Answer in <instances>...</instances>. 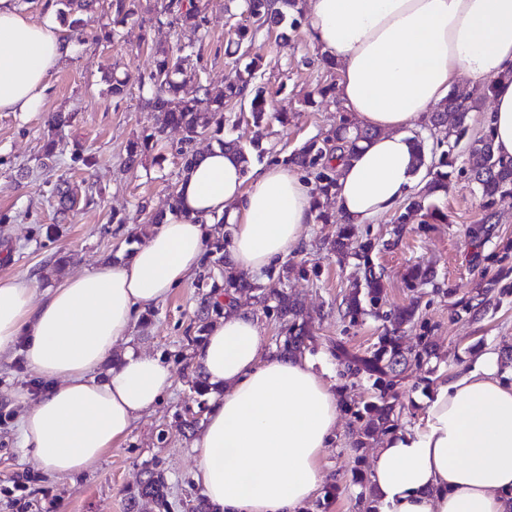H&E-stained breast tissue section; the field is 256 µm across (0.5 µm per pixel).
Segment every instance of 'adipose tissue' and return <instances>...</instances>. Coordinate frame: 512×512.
Returning <instances> with one entry per match:
<instances>
[{
  "instance_id": "obj_1",
  "label": "adipose tissue",
  "mask_w": 512,
  "mask_h": 512,
  "mask_svg": "<svg viewBox=\"0 0 512 512\" xmlns=\"http://www.w3.org/2000/svg\"><path fill=\"white\" fill-rule=\"evenodd\" d=\"M304 19L340 70L345 111L379 131L338 166L347 223L390 211L422 180L411 131L461 84L488 88V132L512 157V0H306ZM73 51L54 16L36 23L18 0H0V112L40 111ZM176 193L179 216L129 255L43 292L23 276L0 279V359L22 355L44 383L37 397L11 394L22 408L18 446L52 475L94 469L172 387L157 356L107 361L140 315L203 265L213 216L232 227L234 268L254 274L287 259L317 215L296 170L274 164L249 181L217 146ZM263 333L258 318L233 312L194 351L210 408L193 480L212 512H303L324 484L338 391L308 361L265 357ZM369 479L379 512H512V367L488 349L439 381L419 421L373 452Z\"/></svg>"
}]
</instances>
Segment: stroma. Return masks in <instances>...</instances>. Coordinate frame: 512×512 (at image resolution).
<instances>
[{
	"label": "stroma",
	"mask_w": 512,
	"mask_h": 512,
	"mask_svg": "<svg viewBox=\"0 0 512 512\" xmlns=\"http://www.w3.org/2000/svg\"><path fill=\"white\" fill-rule=\"evenodd\" d=\"M148 23L112 24L111 0H97L83 15L85 40L74 55L50 78L51 89L40 111L28 114L0 112V278L25 275L39 290L55 287L64 274L91 268L140 245L150 233V213L163 210L178 180L182 134L168 131L161 162L145 159L138 168L123 166L127 144L152 131L155 117L142 111L147 89L130 83L127 95L113 103L106 78L112 74L148 72L155 49L177 44L199 52L194 69L200 84L215 91L234 71L224 53L228 32L244 24V16H228V0H203L210 19L207 37L190 28L174 27L157 19L161 0H140ZM111 41L98 42L106 30ZM262 54L258 83L275 112L287 123L270 121L262 143L270 155H282L325 133L339 121L335 106L319 99L304 105V97L325 83L320 55L304 25L288 39L258 33L250 47ZM490 99H482L471 113L456 148L448 146L443 127L422 126L427 161H438L452 150V176L445 190H416L424 208L397 223L389 211L354 227L344 253L331 252L336 236L333 224L306 225L299 248L286 266L275 265L258 275L267 290L288 289L304 305L312 326L313 342L304 357L326 380L336 383L342 404L338 438L321 460L324 490L313 497L305 512H364L361 495L369 489L362 481L370 465L358 462L352 445L365 402L374 395L369 382L351 376L336 357L337 346L362 354L370 351L386 329L389 313L416 304L414 322L401 331L408 355L422 347L432 352L427 364H411L392 393L402 409L398 429L414 426L422 401L440 380L452 375L476 353L492 347L512 352V196L485 206L469 178V145L482 138L490 121ZM71 112L75 118L69 138L59 147L56 167L39 164L47 120L51 113ZM90 156V167L71 162L74 145ZM63 178L78 203L65 223H57L52 200L43 183ZM121 223H113V216ZM385 284L378 314L345 316L343 300L363 268L357 253L362 244ZM64 258L63 272L53 263ZM433 271L428 282L410 276L413 267ZM197 276L171 291L168 298L148 309L136 321L129 348L161 356L171 367L174 384L162 402L144 414L128 439L109 450L90 473L71 481L44 473L40 462L18 446L19 407L7 393L20 387L37 395L39 380L22 356L0 362V512H128L145 468L155 466L168 479V512H186L201 491L193 481L195 433L185 428L188 411L197 409L192 390L196 315L204 289Z\"/></svg>",
	"instance_id": "obj_1"
}]
</instances>
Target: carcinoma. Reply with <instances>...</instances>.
Listing matches in <instances>:
<instances>
[{"instance_id": "1", "label": "carcinoma", "mask_w": 512, "mask_h": 512, "mask_svg": "<svg viewBox=\"0 0 512 512\" xmlns=\"http://www.w3.org/2000/svg\"><path fill=\"white\" fill-rule=\"evenodd\" d=\"M97 0H66L67 10L60 11L68 20L70 37L81 39L80 14L91 9ZM281 7L272 8V0H244L242 13L251 21L249 26H239L236 30L238 41L236 48H241L245 41L251 42L258 31L277 28L283 31L297 23L294 14L303 13L299 8V0H280ZM140 0H112L115 7L116 24H125L138 15ZM162 14L166 15L170 24L187 26L195 30H208L210 20L200 0H164ZM192 54L181 46L162 50L157 54L152 69L136 78L140 87L148 88L149 95L142 100L145 112H155L162 117L161 125L153 133L129 143L126 150L125 166L134 168L143 164V158L162 141L165 128L175 127L182 131L186 147L180 151L181 170L187 172L201 160L200 153L192 148L195 139L202 135L209 126H214V133L224 129V107L235 104L249 105L250 118L254 126L260 127L271 119L281 123L288 122V116L275 114L261 86L256 83L260 69L261 57L256 55L244 68L230 76L224 87L216 93L204 91L199 97L198 91H190L187 84L191 80ZM476 110V99L468 96L460 98L452 92L443 100L429 116L432 126L448 124V148H454L461 134L466 130L469 114ZM73 115L70 112H54L48 119L49 133L41 147L40 165L48 170L56 166V150L58 142L66 136L72 127ZM375 132L359 126L348 113H343L336 128L326 132L319 138H313L299 149L274 161L284 165L296 166L314 175L315 190L321 197L329 198L336 193L338 170L334 161H345L352 158L360 149L361 144L370 141ZM219 145L226 152L233 154L242 165L243 173H248L252 156H263L265 148L261 139L256 138L249 145H243L235 139H218ZM469 155L472 159V177L479 186L485 206L491 207L496 200L505 195H512V159H504L495 153L492 140L481 138L470 145ZM448 166V154L444 153L438 165L429 170L434 188L448 187L449 173L444 171ZM49 197L56 203L57 214L65 219L66 214L75 204V198L65 181L49 185ZM364 284L355 286L354 291L345 301V314L355 318L364 313L363 302L371 307L378 306L382 299L384 285L371 267L369 259H364ZM248 291L256 303L267 312L274 311L276 317L286 330V339L282 351L288 355L303 353L310 341V330L303 318V309L297 300L287 291L282 290L270 296L256 281L248 280L243 274L224 275V299L232 303L234 295ZM274 300V306L267 305ZM223 305L219 300L201 302L197 312L196 342L203 340L212 315L221 314ZM415 309L406 307L399 310L393 318V328L378 337L374 349L367 355L358 356L349 353L345 348H338L339 356L345 359L348 369L354 375H365L372 381L376 390L373 400L364 404L367 414L366 426L357 434L354 447L362 451L371 447L375 433L383 428L393 426L396 415V404L387 399L388 391L395 384V379L404 372L409 358L404 354L397 331L404 324L414 320ZM168 483L163 471L148 470V479L131 496V507H136L138 500L147 498L159 509L168 508Z\"/></svg>"}]
</instances>
